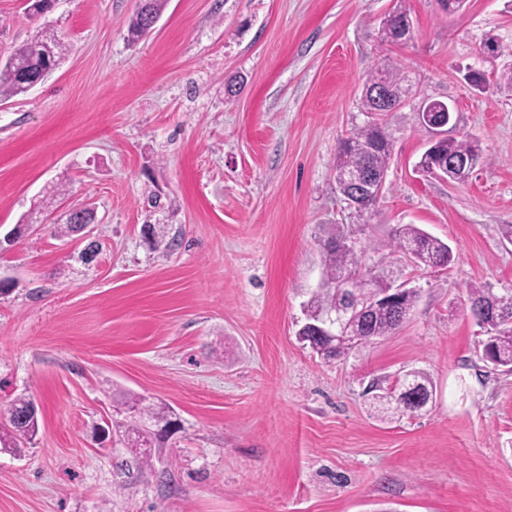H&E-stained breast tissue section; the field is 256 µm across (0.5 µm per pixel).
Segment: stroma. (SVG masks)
<instances>
[{
	"mask_svg": "<svg viewBox=\"0 0 512 512\" xmlns=\"http://www.w3.org/2000/svg\"><path fill=\"white\" fill-rule=\"evenodd\" d=\"M404 4L413 34L380 43ZM137 0H0V60L37 33L65 56L0 99V402L40 406L0 447V512H512V372L483 359L470 291L512 292V85L475 95L465 68L512 67V7L467 0H166L127 39ZM495 38L499 54L484 52ZM416 94L386 116V185L368 211L336 190L340 142L365 124L371 72ZM453 106L483 158L462 183L422 173L421 99ZM96 209L82 260L61 211ZM403 224L448 243L445 268L384 245ZM343 235L419 298L392 334L322 358L297 337ZM410 370L434 395L383 412ZM177 418L143 464L113 426L124 396Z\"/></svg>",
	"mask_w": 512,
	"mask_h": 512,
	"instance_id": "35a3bbf8",
	"label": "stroma"
}]
</instances>
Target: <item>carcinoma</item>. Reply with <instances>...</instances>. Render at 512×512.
Instances as JSON below:
<instances>
[{"label": "carcinoma", "mask_w": 512, "mask_h": 512, "mask_svg": "<svg viewBox=\"0 0 512 512\" xmlns=\"http://www.w3.org/2000/svg\"><path fill=\"white\" fill-rule=\"evenodd\" d=\"M165 0H144V7L135 12L128 27V40L136 42L144 36L151 20L160 16ZM410 17L402 7L394 9L391 23L380 30V41L395 44L404 38ZM65 55L64 45L53 34L41 33L23 44L5 62L0 63V98L26 93L27 87L35 80L43 79L55 69ZM385 88L389 99L401 103L411 93L413 83L399 69L383 68L372 74L365 82L366 93L362 96L363 111L374 114L377 103L371 96V89ZM384 120L374 118L352 132L340 144L336 168L348 165L368 178L379 176L388 168L391 156V142L387 141ZM436 159L448 164L474 169L482 159V149L477 140L468 136H451L437 143ZM395 253L414 252V264L427 267H446L452 261V251L448 244L432 237L413 224L399 226L390 242ZM325 278L320 288L308 302L309 326L299 331V337L309 346L321 348V355L334 358L346 348L343 342L336 343L316 334L314 325L317 318L328 309L348 305L347 291L340 284L355 275L362 274L360 258L342 236H332L324 244ZM417 299L413 291L405 296L396 307L376 305L365 315L356 318L349 325V331L367 343L374 338L386 336L402 324L409 316ZM493 300L499 312V325L484 328L487 335L485 351L489 361L497 367L512 368V293L493 295L485 288H475L471 292V308ZM430 381L420 372L405 374L400 383L401 391L397 402L407 405L408 398L418 396L429 399ZM32 402L18 397L7 404H0V447L17 448L20 444L32 441L38 432V415L31 413ZM126 406L135 410L131 420L123 425L125 432L142 437L140 422H168L167 414L145 404L141 397L126 401Z\"/></svg>", "instance_id": "cac0c4a2"}]
</instances>
